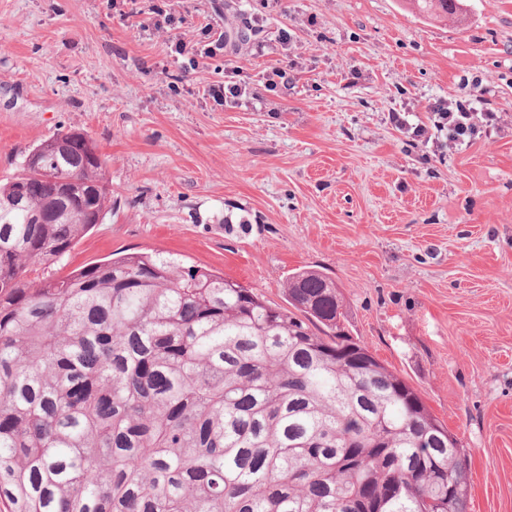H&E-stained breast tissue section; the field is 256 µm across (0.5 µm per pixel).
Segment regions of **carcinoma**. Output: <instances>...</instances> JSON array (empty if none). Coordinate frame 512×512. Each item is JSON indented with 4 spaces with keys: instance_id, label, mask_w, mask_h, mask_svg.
I'll return each instance as SVG.
<instances>
[{
    "instance_id": "carcinoma-1",
    "label": "carcinoma",
    "mask_w": 512,
    "mask_h": 512,
    "mask_svg": "<svg viewBox=\"0 0 512 512\" xmlns=\"http://www.w3.org/2000/svg\"><path fill=\"white\" fill-rule=\"evenodd\" d=\"M55 141L0 186V512H361L390 486L381 512H466L459 441L346 330L325 273L290 274L284 306L146 252L28 280L109 202L89 136Z\"/></svg>"
}]
</instances>
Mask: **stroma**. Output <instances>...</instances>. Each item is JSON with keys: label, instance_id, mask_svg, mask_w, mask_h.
<instances>
[{"label": "stroma", "instance_id": "35a3bbf8", "mask_svg": "<svg viewBox=\"0 0 512 512\" xmlns=\"http://www.w3.org/2000/svg\"><path fill=\"white\" fill-rule=\"evenodd\" d=\"M157 8L175 27L142 30ZM206 26L223 55L172 53ZM277 67L292 82L267 89ZM235 79L243 96L208 95ZM479 95L500 119L455 152L389 122ZM68 129L111 203L28 279L160 251L280 304L289 273L323 270L466 450L467 512H512V0L448 24L401 0H0V183Z\"/></svg>", "mask_w": 512, "mask_h": 512}]
</instances>
